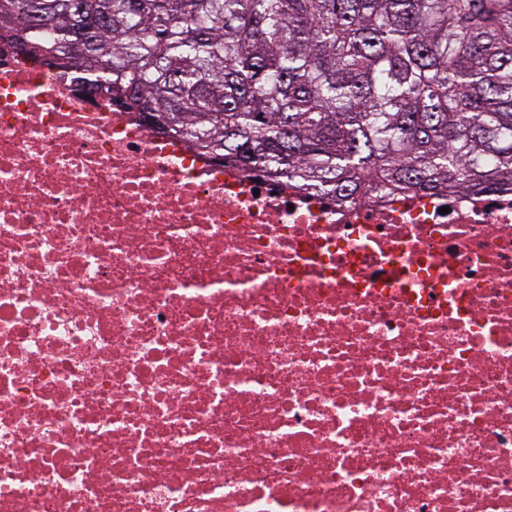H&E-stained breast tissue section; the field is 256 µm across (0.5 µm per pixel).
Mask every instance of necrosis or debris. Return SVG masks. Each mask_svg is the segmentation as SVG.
I'll return each instance as SVG.
<instances>
[{
    "label": "necrosis or debris",
    "instance_id": "1",
    "mask_svg": "<svg viewBox=\"0 0 512 512\" xmlns=\"http://www.w3.org/2000/svg\"><path fill=\"white\" fill-rule=\"evenodd\" d=\"M0 512H512V192L340 203L0 42Z\"/></svg>",
    "mask_w": 512,
    "mask_h": 512
}]
</instances>
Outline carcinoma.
<instances>
[{
	"label": "carcinoma",
	"instance_id": "cac0c4a2",
	"mask_svg": "<svg viewBox=\"0 0 512 512\" xmlns=\"http://www.w3.org/2000/svg\"><path fill=\"white\" fill-rule=\"evenodd\" d=\"M2 30L300 189L512 191V0H0Z\"/></svg>",
	"mask_w": 512,
	"mask_h": 512
}]
</instances>
